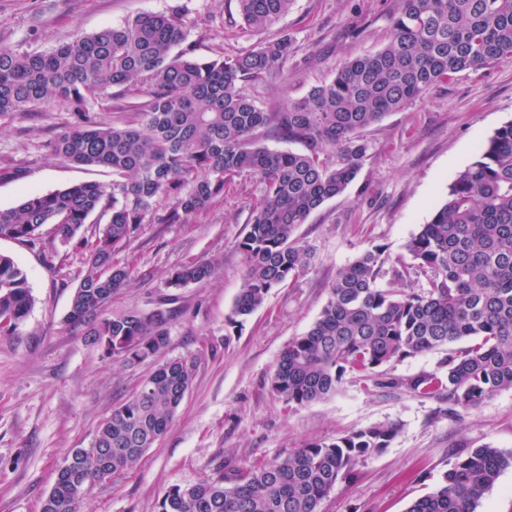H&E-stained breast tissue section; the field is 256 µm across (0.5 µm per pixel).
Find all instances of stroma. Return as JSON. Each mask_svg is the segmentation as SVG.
Here are the masks:
<instances>
[{
    "mask_svg": "<svg viewBox=\"0 0 512 512\" xmlns=\"http://www.w3.org/2000/svg\"><path fill=\"white\" fill-rule=\"evenodd\" d=\"M399 9L400 0H294L271 29L247 31L237 0H0V46L46 52L74 34L140 13L183 14L186 42L203 59L236 55L285 33L292 51L282 69L249 88L258 108L277 112L348 59L380 49ZM143 99L142 92L116 87L88 108L102 121L130 122ZM72 112L54 102L0 118V169L22 171L0 180V209L76 183H111V169L78 167L44 148L72 124ZM510 121L512 62L462 71L367 129L356 179L296 231L311 251L309 267L246 317L232 313L242 283L236 243L261 202L259 178H234L223 197L186 223L141 225L119 254L133 279L102 311L107 318L133 307L173 310L166 346L139 363L107 357L66 323L82 249L55 244L48 226L40 247L0 239V253L25 268L33 298L19 335L0 336V512H42L71 451L91 447L101 419L173 359L195 364L173 422L131 471L96 490L90 512H160L172 486L197 483L220 468L250 469L375 423H396L399 432L349 481L337 483L320 512H406L441 483L451 457L482 446L512 452V388L468 410L405 388L415 376L445 374L444 350L389 362L373 377L346 375L334 396L304 407L288 405L271 388L282 352L309 329L337 273L360 253L381 247L386 271L410 268L404 286L426 282L411 268L408 240L479 148ZM50 243L58 252L51 266L43 250ZM215 254L224 258L215 278L178 290L166 286L170 270Z\"/></svg>",
    "mask_w": 512,
    "mask_h": 512,
    "instance_id": "1",
    "label": "stroma"
}]
</instances>
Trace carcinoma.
Here are the masks:
<instances>
[{"mask_svg":"<svg viewBox=\"0 0 512 512\" xmlns=\"http://www.w3.org/2000/svg\"><path fill=\"white\" fill-rule=\"evenodd\" d=\"M247 31L274 25L293 0H238ZM178 14L141 13L117 27L77 35L51 51L0 46V117L30 106L64 102L76 121L45 147L62 161L112 170V183H82L33 194L0 210V239L36 245L42 229L70 243L89 217L110 213L88 251L66 322L85 330L107 356L136 363L167 343L170 312L130 309L100 317L132 270L115 260L143 224H182L224 195L241 175L264 184L245 235L242 284L233 313L248 316L274 288L293 285L310 251L296 230L356 178L366 146L360 135L392 112L454 75L512 62V0H401L379 50L347 60L335 75L263 112L248 86L288 58V35L234 56L200 60L184 45ZM114 87L145 94L135 124L98 120L86 103ZM275 129L301 149L259 142ZM331 153L339 154L334 165ZM428 273L419 288H400L404 273L386 278L382 248L360 253L342 269L310 328L282 352L271 378L274 393L294 406L334 394L349 373L372 376L395 359L471 344L448 356L443 377L406 382L421 396H448L471 408L512 388V122L499 128L449 185L445 202L406 244ZM213 255L173 269L167 287L183 288L217 275ZM32 297L26 270L0 253V336L20 332ZM194 378L193 363L171 360L99 423L90 448H75L45 498L42 512H88L103 473L122 477L168 429ZM394 423H378L329 442L309 443L282 459L165 492L161 512H319L321 501L356 465L389 447ZM512 453L483 446L448 463L432 493L406 512H476ZM85 498L74 496L73 478Z\"/></svg>","mask_w":512,"mask_h":512,"instance_id":"obj_1","label":"carcinoma"}]
</instances>
